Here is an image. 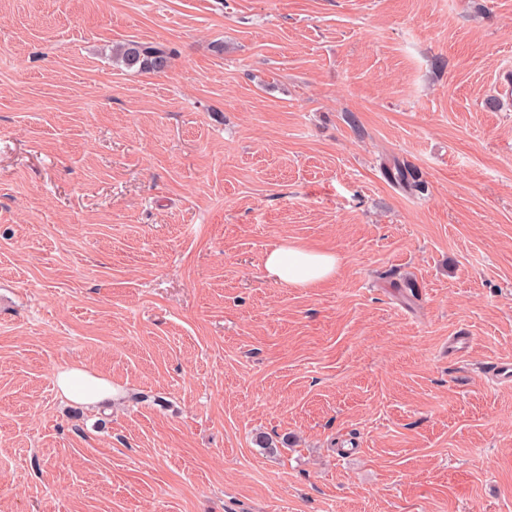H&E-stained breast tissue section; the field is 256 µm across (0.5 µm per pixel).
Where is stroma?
<instances>
[{"mask_svg":"<svg viewBox=\"0 0 512 512\" xmlns=\"http://www.w3.org/2000/svg\"><path fill=\"white\" fill-rule=\"evenodd\" d=\"M501 360L512 0H0V512H512ZM171 52L164 46L139 41H128L112 48V59L116 64L139 71H164L170 63ZM339 257L300 242L284 241L268 252L265 270L277 281L293 287H309L336 274ZM55 384L62 397L72 404L98 405L113 396L111 382L82 366L58 371Z\"/></svg>","mask_w":512,"mask_h":512,"instance_id":"1","label":"stroma"}]
</instances>
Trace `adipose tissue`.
<instances>
[{
    "instance_id": "1",
    "label": "adipose tissue",
    "mask_w": 512,
    "mask_h": 512,
    "mask_svg": "<svg viewBox=\"0 0 512 512\" xmlns=\"http://www.w3.org/2000/svg\"><path fill=\"white\" fill-rule=\"evenodd\" d=\"M338 264L335 253L287 240L268 252L264 266L277 281L306 288L335 275ZM55 384L62 397L73 404L98 405L113 396L111 382L82 366L58 371Z\"/></svg>"
}]
</instances>
